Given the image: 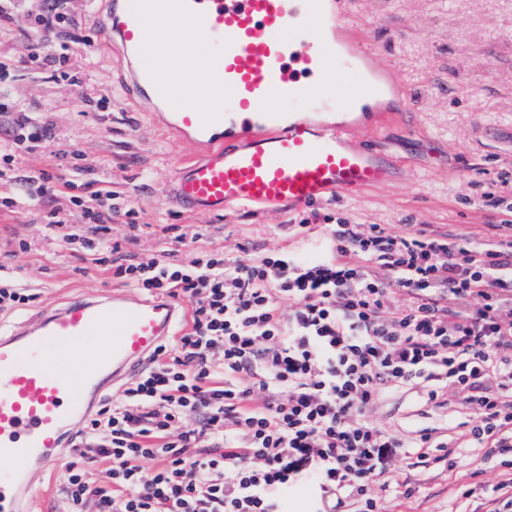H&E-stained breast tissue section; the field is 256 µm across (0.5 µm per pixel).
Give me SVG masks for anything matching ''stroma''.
Wrapping results in <instances>:
<instances>
[{
  "label": "stroma",
  "instance_id": "stroma-1",
  "mask_svg": "<svg viewBox=\"0 0 512 512\" xmlns=\"http://www.w3.org/2000/svg\"><path fill=\"white\" fill-rule=\"evenodd\" d=\"M362 28L409 94L401 128L383 133L380 146L400 168L402 180L360 195H340L294 211H235L221 217L172 209L168 189L190 148L164 132L119 88L114 62L96 48L97 29L87 25V0H66L71 25L52 45L67 48L54 68H39L30 55L43 39L36 27L0 26V61L17 71L11 97L38 109L47 132L17 159L22 171L81 169L105 181L134 210L112 224L109 237L121 250L152 253L169 248L224 251L250 262L265 250L292 245L288 227L328 215L351 224H384L392 232L423 230L475 240L497 238L499 217L486 198L512 196V0H350ZM101 101L93 109L85 94ZM412 129L406 137L404 129ZM47 207H0V254L25 240L28 252L12 260L36 302L0 311L19 324L51 300L119 288L109 272L83 267L44 229ZM142 225L132 233V225ZM136 244H129V237ZM370 418L401 437L428 431L437 441L429 456L395 461L390 492L379 494L378 512H456L460 492L481 481L493 486L512 478V468L486 459L483 449H456L442 458L443 442L455 440L469 419L459 405L426 403L421 387L387 395ZM413 489L404 498L405 489Z\"/></svg>",
  "mask_w": 512,
  "mask_h": 512
}]
</instances>
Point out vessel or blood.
Segmentation results:
<instances>
[{"mask_svg": "<svg viewBox=\"0 0 512 512\" xmlns=\"http://www.w3.org/2000/svg\"><path fill=\"white\" fill-rule=\"evenodd\" d=\"M103 34L121 89L195 153L174 178L176 209H294L398 177L356 135L396 122L406 90L344 0H108ZM191 91L204 107L186 104ZM186 316L181 300L119 289L0 324V512H36L35 475Z\"/></svg>", "mask_w": 512, "mask_h": 512, "instance_id": "vessel-or-blood-1", "label": "vessel or blood"}]
</instances>
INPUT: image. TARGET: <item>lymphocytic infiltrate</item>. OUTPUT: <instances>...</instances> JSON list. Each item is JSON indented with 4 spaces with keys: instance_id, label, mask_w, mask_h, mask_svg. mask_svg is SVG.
Instances as JSON below:
<instances>
[{
    "instance_id": "f902f5d3",
    "label": "lymphocytic infiltrate",
    "mask_w": 512,
    "mask_h": 512,
    "mask_svg": "<svg viewBox=\"0 0 512 512\" xmlns=\"http://www.w3.org/2000/svg\"><path fill=\"white\" fill-rule=\"evenodd\" d=\"M44 134L35 110L17 109L0 139V205L67 196L94 236L60 208L46 229L80 261L190 306L181 336L85 424L67 512H281L282 492L309 479L326 512H376L370 487L389 488L392 462L431 446L367 415L410 385L436 404L453 392L472 412L465 443L512 465V240L304 221L290 235L322 240L323 252L277 248L247 264L220 250L123 253L107 236L125 213L110 186L18 174L19 151ZM397 288L410 304L397 306ZM98 466L105 481L89 476Z\"/></svg>"
}]
</instances>
